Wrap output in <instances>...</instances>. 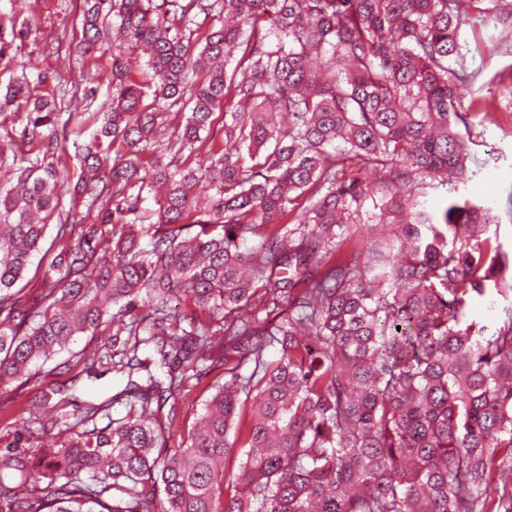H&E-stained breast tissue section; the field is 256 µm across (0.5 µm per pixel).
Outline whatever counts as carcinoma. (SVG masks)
I'll use <instances>...</instances> for the list:
<instances>
[{
    "instance_id": "cac0c4a2",
    "label": "carcinoma",
    "mask_w": 512,
    "mask_h": 512,
    "mask_svg": "<svg viewBox=\"0 0 512 512\" xmlns=\"http://www.w3.org/2000/svg\"><path fill=\"white\" fill-rule=\"evenodd\" d=\"M471 2L84 0V52L114 28L147 60L113 55L94 112L40 77L0 91V390L103 326L146 381L60 448L0 450V512H512V249L482 201L426 206L467 188L468 119H493L465 103ZM182 297L208 320L182 326ZM207 362L224 385L164 452Z\"/></svg>"
}]
</instances>
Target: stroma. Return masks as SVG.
Here are the masks:
<instances>
[{"label":"stroma","mask_w":512,"mask_h":512,"mask_svg":"<svg viewBox=\"0 0 512 512\" xmlns=\"http://www.w3.org/2000/svg\"><path fill=\"white\" fill-rule=\"evenodd\" d=\"M82 10L83 0H0V15L29 22L32 28L27 40L12 45L9 63L0 62V88L15 74L24 72L33 78L45 76V83L38 87L40 94H55L56 80L61 77L80 88H94L97 100H104L115 47L107 41L91 54L80 53ZM474 63L480 66L481 72L473 86V95L494 99L496 110L494 123L470 129L479 173L469 193L493 205L500 218V239L512 247V102L499 97L500 85L512 82V53L498 51L490 56H478ZM111 347L110 331L99 330L57 355L55 370H41L34 378L0 392V450L12 443L22 452L61 443L68 437L67 426L79 418L89 396L98 394L108 398L122 389L125 377L110 371L92 382L82 374L77 361L79 353L102 355ZM223 382V366L203 365L201 381L190 395L195 405L181 409L168 435V447L180 446L194 423L195 406L202 404L213 388ZM49 388L66 395L69 403L64 410L45 414L35 409V401Z\"/></svg>","instance_id":"1"}]
</instances>
